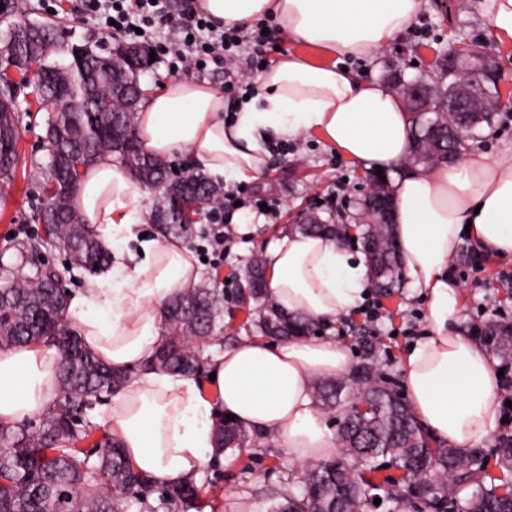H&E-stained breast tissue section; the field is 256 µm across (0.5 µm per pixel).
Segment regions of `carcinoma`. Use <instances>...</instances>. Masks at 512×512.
Here are the masks:
<instances>
[{
  "instance_id": "obj_1",
  "label": "carcinoma",
  "mask_w": 512,
  "mask_h": 512,
  "mask_svg": "<svg viewBox=\"0 0 512 512\" xmlns=\"http://www.w3.org/2000/svg\"><path fill=\"white\" fill-rule=\"evenodd\" d=\"M0 16L12 18L4 50L36 97L51 106L46 136L54 140L56 156L38 171L42 187L52 184L50 219L45 236L35 242L64 245L71 264L97 272L108 263L107 251L95 240L73 198L82 173L100 155L110 153L134 178L152 187V216L166 235H186L191 224L178 211H213L224 200V189L201 173L169 178L168 162L129 143V131L141 98L140 71L148 54L130 61L113 52L103 56L88 46L70 45L59 28L48 22L30 27L24 0H0ZM485 56L477 45L466 59L453 47L439 57L437 71L428 82L440 94L448 85L466 80L468 63ZM14 81L0 74V182L12 180L19 164L17 152L19 115ZM488 111L478 123L490 122L499 108L494 83L487 85ZM470 122L462 112L413 113L411 159L436 165L447 146V133ZM363 250L373 268L378 292L403 286L401 266L391 225L372 224L364 215ZM55 271L37 281L17 280L0 287V350L30 345L59 349V393L46 412L30 423L0 422V512H128L136 503L140 512H189L204 507L206 488L190 479L157 488L127 459L119 442L103 435L93 448L82 444L98 427L78 416L127 382V373L114 370L68 331L64 308L66 293L54 286ZM245 279L255 303L260 331L277 337H306L317 324L285 316L265 288L261 258L246 270ZM224 297L209 288H195L173 297L166 309L168 332L151 365L174 374L195 375L204 362L191 347L194 340L209 338ZM477 338L489 356L512 361V329L486 323L476 328ZM358 341L365 362L349 379L314 387V397L342 414L336 436L337 455L310 464L303 491L278 504L275 512H367L372 505L367 488H377L368 474L386 466L401 472L400 480L384 489L381 501L390 512H411L414 498L432 512H512V431L498 436L491 448L461 450L441 443L421 425L411 407L391 385L378 361L379 337L362 335ZM370 410H352L356 401ZM218 450L254 445L248 431L232 421H220ZM495 459L502 477L488 473Z\"/></svg>"
}]
</instances>
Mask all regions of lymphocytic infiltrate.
Listing matches in <instances>:
<instances>
[{"label":"lymphocytic infiltrate","instance_id":"f902f5d3","mask_svg":"<svg viewBox=\"0 0 512 512\" xmlns=\"http://www.w3.org/2000/svg\"><path fill=\"white\" fill-rule=\"evenodd\" d=\"M108 8L114 20L115 32L132 35L136 28L172 23L174 38L167 50L182 63L198 69L215 66L224 71V96L230 101L244 100L250 84L237 69L235 56L243 43H251V69L258 72L265 59L269 39L263 29L272 22L263 19L251 27L219 26L213 23L199 6V0H183L179 15H172L169 0H83L84 11L97 13Z\"/></svg>","mask_w":512,"mask_h":512}]
</instances>
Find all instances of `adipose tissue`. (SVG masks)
Here are the masks:
<instances>
[{
	"label": "adipose tissue",
	"instance_id": "adipose-tissue-1",
	"mask_svg": "<svg viewBox=\"0 0 512 512\" xmlns=\"http://www.w3.org/2000/svg\"><path fill=\"white\" fill-rule=\"evenodd\" d=\"M201 7L220 25L272 19L291 41L326 59L299 52L277 57L253 79L248 100L233 106L213 84L171 79L135 114L143 149L161 157L186 151L212 175L248 181L268 168L269 141L313 134L364 169L393 176L398 255L427 301L428 331L401 364L408 402L436 439L475 447L501 422L499 378L462 326L463 293L449 268L467 238L512 257V158L468 155L399 175L411 152L409 112L388 88L360 82L341 66L346 57L373 56L409 30L420 0H201ZM143 199L112 155L85 171L75 206L111 256L92 286L73 293L66 306L73 333L88 349L112 368L135 372L105 408L106 424L135 469L161 487L196 476L215 446L220 414L271 433L293 461L335 454L311 384L347 373L349 358L336 340H240L213 367V397L193 377L148 367L166 334L170 299L195 288L200 272L180 240L142 236ZM264 262L279 308L320 323L350 314L370 287L365 256L327 233L282 229ZM59 360L57 349L43 345L0 352V421L22 422L48 410Z\"/></svg>",
	"mask_w": 512,
	"mask_h": 512
}]
</instances>
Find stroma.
Segmentation results:
<instances>
[{
  "mask_svg": "<svg viewBox=\"0 0 512 512\" xmlns=\"http://www.w3.org/2000/svg\"><path fill=\"white\" fill-rule=\"evenodd\" d=\"M439 0H421V11L412 28L368 59H347V66L364 81L390 85L394 77L411 80L432 70V56L447 48L450 29L466 32L469 39L486 44L497 60L500 84L505 93L501 108L491 125L483 126L468 152L502 157L512 146V44L496 42L485 24L489 0H452L451 20H444ZM28 17L36 22L51 21L63 28L69 43L91 45L97 52L109 53L119 33H107L79 8V0H27ZM20 164L9 188L0 193V284L19 278L33 280L43 269L53 267L61 276L66 291L91 287L94 277L87 271L68 266L67 255L58 248L38 252L27 243L41 229L37 220L41 194L34 173L45 167L49 153L45 135L49 114L46 107L34 103L29 89L18 93ZM298 150L272 155L267 171L245 185L256 198L277 202L273 220L249 235H237L228 256L200 263V283L224 295V314L217 319L213 333L218 343H194L204 358L215 360L225 346L241 338L253 337L247 313L239 304L244 270L255 255L263 254L267 242L281 227L291 225L299 211H317L328 223L337 215L357 217L369 183L357 165L336 153L313 135L298 139ZM512 268V258H491L484 271L466 273L463 325L466 331L492 320L498 309L512 311V291L500 288L497 273L501 267ZM386 317L376 328L382 342L379 353L382 369L394 381H401L402 354L412 344L405 330L410 325L426 328L424 302L418 290L404 286L400 294L381 301ZM303 465L290 459L284 449L269 438L257 437L252 448L224 450L199 472L197 482L212 484L214 512H233L241 501L250 502L256 512H271L269 490L284 495L300 494Z\"/></svg>",
  "mask_w": 512,
  "mask_h": 512,
  "instance_id": "1",
  "label": "stroma"
}]
</instances>
